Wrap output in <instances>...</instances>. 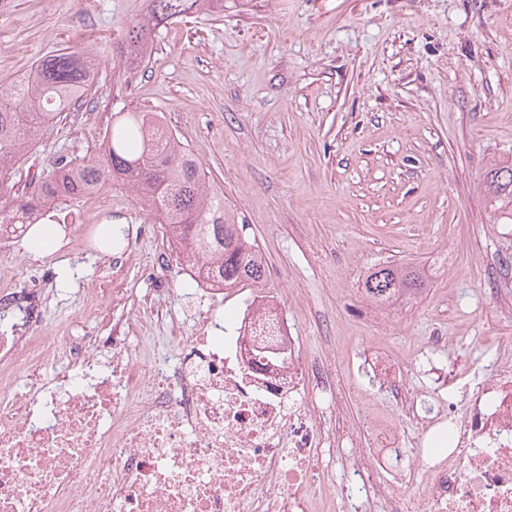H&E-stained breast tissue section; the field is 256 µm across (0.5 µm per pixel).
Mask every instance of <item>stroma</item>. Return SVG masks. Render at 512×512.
Here are the masks:
<instances>
[{
  "label": "stroma",
  "instance_id": "1",
  "mask_svg": "<svg viewBox=\"0 0 512 512\" xmlns=\"http://www.w3.org/2000/svg\"><path fill=\"white\" fill-rule=\"evenodd\" d=\"M145 7L0 0V78L84 43L100 57L88 101L44 132L14 180L94 156L120 108L162 113L265 258L261 285L223 289L215 306L229 316L271 296L301 357L334 374L343 420L321 467L339 489L361 449L395 457L374 420L417 430L396 378L428 403L444 397L412 363L420 342L466 338L435 355L444 369L473 362L491 374L512 360L501 349L512 338V224L485 184L492 165L512 161V0H224L156 29L148 62L113 56ZM43 218L61 236L43 254L0 233V291L37 288L42 334L76 340L96 330L79 317L96 289L112 319L130 321L134 361H177L170 326L193 335L204 306L184 295L190 278L164 227L119 185ZM105 224L130 241L110 268L99 258ZM384 263L423 269L428 285L379 317L363 281Z\"/></svg>",
  "mask_w": 512,
  "mask_h": 512
}]
</instances>
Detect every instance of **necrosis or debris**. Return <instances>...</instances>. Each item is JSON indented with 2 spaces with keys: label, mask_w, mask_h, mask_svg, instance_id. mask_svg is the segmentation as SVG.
Wrapping results in <instances>:
<instances>
[{
  "label": "necrosis or debris",
  "mask_w": 512,
  "mask_h": 512,
  "mask_svg": "<svg viewBox=\"0 0 512 512\" xmlns=\"http://www.w3.org/2000/svg\"><path fill=\"white\" fill-rule=\"evenodd\" d=\"M35 290L0 294V512H343L375 502L391 512H512V364L462 386L425 426L447 418L439 454L400 457V475L374 482L377 456L364 453L334 497L317 496L326 421L341 408L314 394L332 377L299 357L289 336L287 367L258 371L240 327L270 300L255 295L225 323L204 317L176 366L143 368L128 355L125 322L60 344L32 335ZM62 361L63 374H18ZM425 472L412 497L404 476Z\"/></svg>",
  "instance_id": "1"
}]
</instances>
